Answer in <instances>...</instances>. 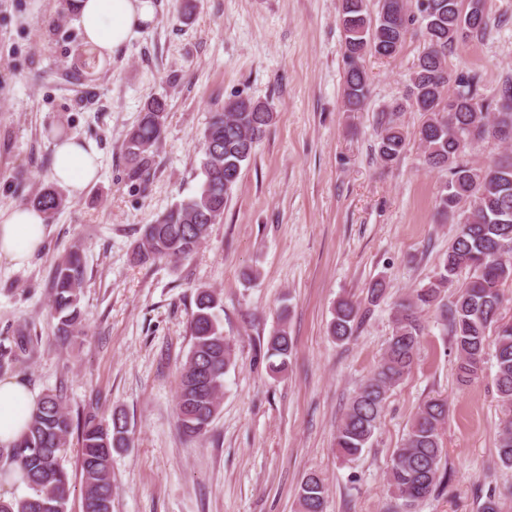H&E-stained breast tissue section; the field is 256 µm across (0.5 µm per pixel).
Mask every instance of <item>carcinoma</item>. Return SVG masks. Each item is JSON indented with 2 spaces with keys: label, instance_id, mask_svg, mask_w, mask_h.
<instances>
[{
  "label": "carcinoma",
  "instance_id": "1",
  "mask_svg": "<svg viewBox=\"0 0 512 512\" xmlns=\"http://www.w3.org/2000/svg\"><path fill=\"white\" fill-rule=\"evenodd\" d=\"M345 80L343 100L350 112L364 105L368 94L366 55H397L409 25L420 24L425 47L410 78L405 97L392 105L380 133L378 155L385 164L405 152L406 138L394 115L424 116L418 139L425 162L448 170L437 196L439 210L455 219L458 232L435 279L416 288L398 304L391 336L379 365L352 397L336 429V448L355 457L368 447L384 413L390 391L414 365L424 336L421 313L432 308L448 327L457 354V381L468 386L479 379L487 355L494 358L495 387L503 408L496 433L501 465L512 469V320L502 315V288L512 285V76L491 99L480 94L475 78L453 73L448 56L469 39L482 37L489 26L486 7L466 0H376L370 14L366 0H341ZM166 103L154 99L143 107L139 123L126 135L124 158L129 180L144 184L153 164V148L164 134ZM273 112L259 101L236 95L210 117L202 137L199 192L145 225L132 260L178 262L193 255L224 216L229 192L243 165L270 126ZM494 139L507 150L485 166L465 159L474 142ZM30 202L47 216L63 205L62 196L45 187ZM468 277L458 282V276ZM85 280L81 255L74 251L58 262L52 277L53 317L61 336H76L84 327L80 299ZM220 294L200 288L189 322L191 348L180 371L177 416L182 433L198 438L209 431L219 412L224 375L234 349L215 314ZM366 311L356 301L336 302L328 333L338 342L354 337ZM32 338L21 334L14 345L0 348V373L27 351ZM293 342L281 323L267 341L268 369L279 373L288 364ZM448 402L424 400L413 414L400 447L393 449L388 485L394 512H416L421 501L441 483L444 448L441 430ZM77 436L83 475L82 512H112V452L131 445L127 416L112 412L106 422L88 413L74 418L59 393L38 403L25 433L11 446H0V483L21 482L28 493L0 498V512H68L71 492L63 457L70 436ZM326 488L317 473L305 476L298 492L300 512H325Z\"/></svg>",
  "mask_w": 512,
  "mask_h": 512
}]
</instances>
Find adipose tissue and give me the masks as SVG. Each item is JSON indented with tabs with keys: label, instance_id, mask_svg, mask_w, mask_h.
I'll return each mask as SVG.
<instances>
[{
	"label": "adipose tissue",
	"instance_id": "ef3b65f1",
	"mask_svg": "<svg viewBox=\"0 0 512 512\" xmlns=\"http://www.w3.org/2000/svg\"><path fill=\"white\" fill-rule=\"evenodd\" d=\"M73 8L85 44L100 60L129 45L155 15L153 0H73ZM99 171L95 143L75 135L54 143L52 178L70 195L79 196L96 182ZM45 221V214L30 206L0 209V261L29 264L45 242ZM37 404L36 393L24 382L0 379V446L12 445L24 433Z\"/></svg>",
	"mask_w": 512,
	"mask_h": 512
}]
</instances>
